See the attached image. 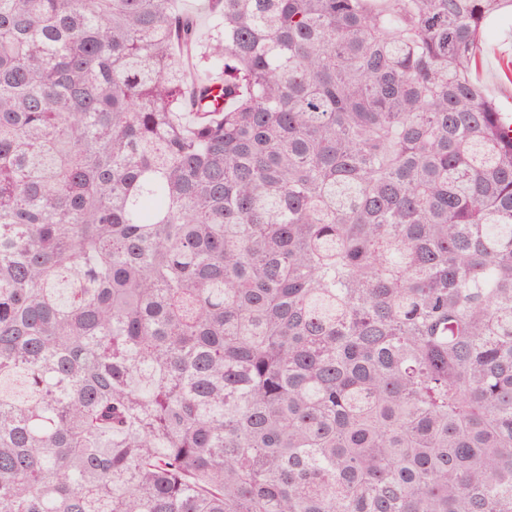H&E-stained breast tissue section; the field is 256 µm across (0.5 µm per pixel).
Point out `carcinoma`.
Instances as JSON below:
<instances>
[{
	"instance_id": "obj_1",
	"label": "carcinoma",
	"mask_w": 512,
	"mask_h": 512,
	"mask_svg": "<svg viewBox=\"0 0 512 512\" xmlns=\"http://www.w3.org/2000/svg\"><path fill=\"white\" fill-rule=\"evenodd\" d=\"M209 4L0 0V512H512V0ZM512 11L504 8L492 15L485 23L484 33L476 51V66L472 77L484 90L494 98L507 102L506 93L512 94V83L501 72V69L510 79L512 59ZM501 67V69H500Z\"/></svg>"
}]
</instances>
